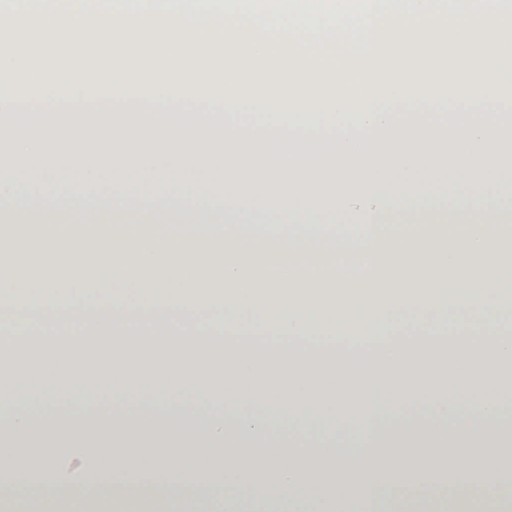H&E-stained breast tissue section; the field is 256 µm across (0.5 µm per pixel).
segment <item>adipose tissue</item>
<instances>
[{
  "label": "adipose tissue",
  "mask_w": 512,
  "mask_h": 512,
  "mask_svg": "<svg viewBox=\"0 0 512 512\" xmlns=\"http://www.w3.org/2000/svg\"><path fill=\"white\" fill-rule=\"evenodd\" d=\"M100 197L54 196L0 177V288H16L0 318V350L49 335L64 313L80 333L0 376L11 401L0 430V501L32 489L52 512H74L55 458L18 462L34 432L30 391L98 386L209 416L207 435L161 433L113 420L108 432L59 422L47 443L77 436L95 448L82 475L117 512H512V472L483 462L512 447L499 424L501 364L512 363V199L471 181L475 205L441 199L429 183H228L221 205L194 191L155 196L135 180H103ZM367 234L326 232L332 202ZM56 260L42 269L7 259L17 231ZM126 292H119V285ZM270 338L268 348L248 346ZM221 397L224 410L212 413ZM477 425L456 429L466 403ZM332 415L340 434L357 418L407 421L350 456L262 451L276 420ZM234 435H227V428ZM410 489L398 498L399 488ZM189 490L179 502V490Z\"/></svg>",
  "instance_id": "ef3b65f1"
}]
</instances>
